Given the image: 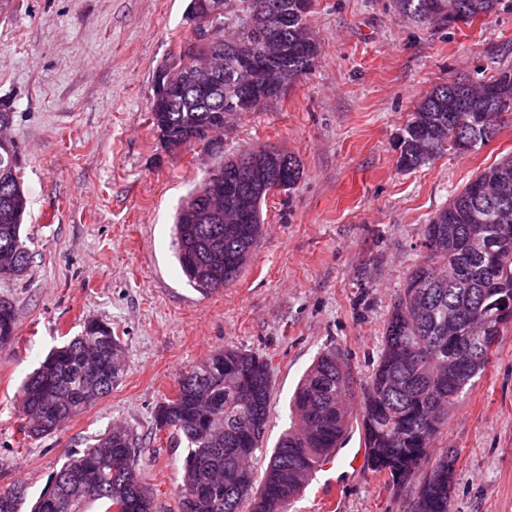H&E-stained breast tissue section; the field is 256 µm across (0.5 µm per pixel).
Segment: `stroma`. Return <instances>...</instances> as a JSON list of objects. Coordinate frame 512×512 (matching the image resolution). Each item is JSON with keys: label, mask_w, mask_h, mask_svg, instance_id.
I'll return each mask as SVG.
<instances>
[{"label": "stroma", "mask_w": 512, "mask_h": 512, "mask_svg": "<svg viewBox=\"0 0 512 512\" xmlns=\"http://www.w3.org/2000/svg\"><path fill=\"white\" fill-rule=\"evenodd\" d=\"M189 0H12L0 19V98L22 145L29 190L26 277H0L17 332L0 349V490L28 502L68 456L114 426L133 438L153 512H181L185 455L154 414L179 377L224 345L262 356L272 378L262 440L271 453L290 401L318 352L336 349L355 388L368 384L392 305L425 250L435 211L484 168L512 155V115L480 149L444 153L413 171L398 137L417 103L459 75L512 66V11L448 28L400 17L393 0H312L320 51L285 95L228 120L220 148L172 158L149 107L155 78L192 23ZM296 156L303 175L269 195L263 236L223 291L190 286L174 256V214L217 164L248 149ZM111 327L123 375L57 432L24 438L20 388L85 323ZM457 453L452 512H512V328L428 450ZM396 488L360 465L318 471L288 512H410Z\"/></svg>", "instance_id": "stroma-1"}]
</instances>
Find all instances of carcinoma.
Wrapping results in <instances>:
<instances>
[{"label":"carcinoma","instance_id":"1","mask_svg":"<svg viewBox=\"0 0 512 512\" xmlns=\"http://www.w3.org/2000/svg\"><path fill=\"white\" fill-rule=\"evenodd\" d=\"M223 12L210 20L211 42L200 52H222L224 62L204 76L190 74L191 46L163 69L151 124L162 144L208 140L224 118L248 112L278 97L311 70L317 44L306 23L311 0H278L288 19L269 20L263 0H220ZM398 12L419 23L473 25L498 10L502 0H395ZM512 112V67L489 79L453 80L420 102L399 139L398 166L412 171L448 149L468 151L493 138ZM291 188L302 175L287 154L247 150ZM21 146L0 138V276L27 275L31 254L23 234L28 193L19 171ZM181 204L175 224L176 254L197 291L209 294L232 285L262 236L266 192L238 174L229 159ZM512 156L481 171L450 196L423 230L425 260L409 274L394 303L383 348L370 383L360 394L359 426L366 462L395 485L415 483L410 512H451L455 454L450 449L430 465L429 448L448 424V411L484 373L491 348L477 350L503 297L512 300ZM13 303L0 298V348L15 336ZM118 337L96 322L51 352L21 389L26 437L46 436L112 391L122 375ZM271 374L260 356L226 345L184 373L176 392L155 412V428L171 430L185 448L178 487L182 512H287L351 433L350 372L334 349L321 351L293 396L295 422L271 455H258L270 410ZM129 432L113 427L78 457L69 458L31 512H105L152 495L140 479L137 459L129 473L112 472ZM26 488L0 491V512H22Z\"/></svg>","mask_w":512,"mask_h":512}]
</instances>
